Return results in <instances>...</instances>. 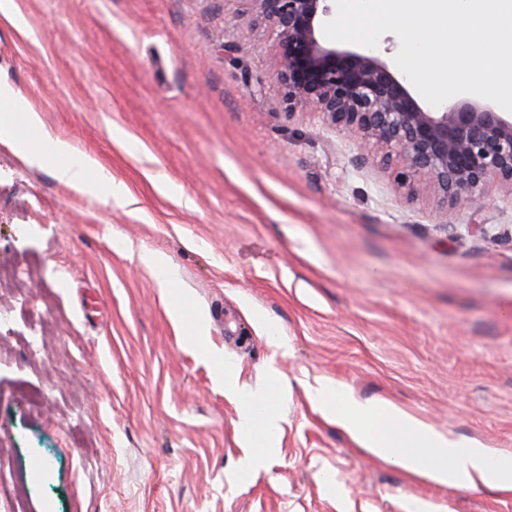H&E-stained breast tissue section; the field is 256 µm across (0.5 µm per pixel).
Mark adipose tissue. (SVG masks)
<instances>
[{
  "label": "adipose tissue",
  "mask_w": 512,
  "mask_h": 512,
  "mask_svg": "<svg viewBox=\"0 0 512 512\" xmlns=\"http://www.w3.org/2000/svg\"><path fill=\"white\" fill-rule=\"evenodd\" d=\"M23 101L7 82L0 81V139L13 144L18 155L31 165L50 170L61 183L108 198L126 196L124 186L104 175L89 180V160L73 157L69 145L47 139L45 147L31 150L17 139L16 121L30 128L41 125L34 110L17 116ZM224 393L240 404L239 430L254 448H264L275 437L280 414L275 395L250 393L238 383L234 368L224 370ZM313 400L344 428L361 448L411 475H421L440 484L466 482L499 492H512V457L495 456L471 442L447 436L388 401L361 402L318 382L311 390Z\"/></svg>",
  "instance_id": "adipose-tissue-1"
}]
</instances>
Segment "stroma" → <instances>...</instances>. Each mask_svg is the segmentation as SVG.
I'll use <instances>...</instances> for the list:
<instances>
[{"instance_id": "1", "label": "stroma", "mask_w": 512, "mask_h": 512, "mask_svg": "<svg viewBox=\"0 0 512 512\" xmlns=\"http://www.w3.org/2000/svg\"><path fill=\"white\" fill-rule=\"evenodd\" d=\"M12 8L0 80L134 202L0 141V512H512L365 452L309 394L327 380L512 455V193L448 208L289 112L252 0ZM228 362L283 387L249 470Z\"/></svg>"}]
</instances>
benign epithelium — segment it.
<instances>
[{"label":"benign epithelium","mask_w":512,"mask_h":512,"mask_svg":"<svg viewBox=\"0 0 512 512\" xmlns=\"http://www.w3.org/2000/svg\"><path fill=\"white\" fill-rule=\"evenodd\" d=\"M275 35L274 78L288 112L325 115L398 168L403 186L423 184L450 207H464L497 182L512 191V113L465 96L421 105L407 80L373 48L338 49L320 42L334 0H252Z\"/></svg>","instance_id":"obj_1"}]
</instances>
